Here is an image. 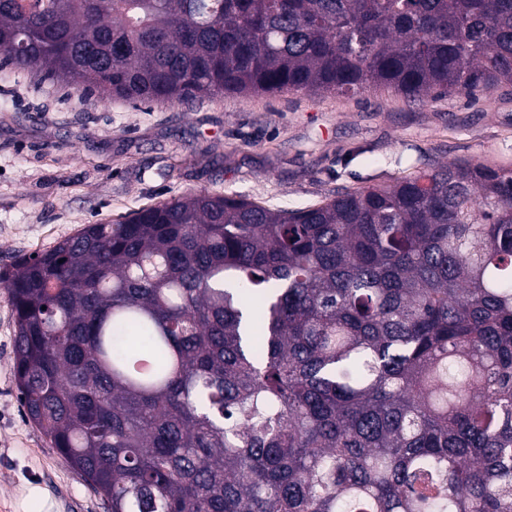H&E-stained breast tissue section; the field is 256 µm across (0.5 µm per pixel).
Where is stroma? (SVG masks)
Returning <instances> with one entry per match:
<instances>
[{
  "label": "stroma",
  "mask_w": 512,
  "mask_h": 512,
  "mask_svg": "<svg viewBox=\"0 0 512 512\" xmlns=\"http://www.w3.org/2000/svg\"><path fill=\"white\" fill-rule=\"evenodd\" d=\"M512 171V84L413 102L281 92L133 105L0 71V272L88 224L189 193L268 207L318 205L439 163ZM14 313L0 287V512H108L25 415Z\"/></svg>",
  "instance_id": "1"
}]
</instances>
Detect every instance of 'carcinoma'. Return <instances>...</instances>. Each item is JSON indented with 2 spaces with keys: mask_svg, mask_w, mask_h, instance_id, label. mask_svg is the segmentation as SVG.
I'll return each mask as SVG.
<instances>
[{
  "mask_svg": "<svg viewBox=\"0 0 512 512\" xmlns=\"http://www.w3.org/2000/svg\"><path fill=\"white\" fill-rule=\"evenodd\" d=\"M0 68L132 103L512 83V0H0ZM28 419L111 512H512V172L203 192L0 273Z\"/></svg>",
  "mask_w": 512,
  "mask_h": 512,
  "instance_id": "carcinoma-1",
  "label": "carcinoma"
}]
</instances>
